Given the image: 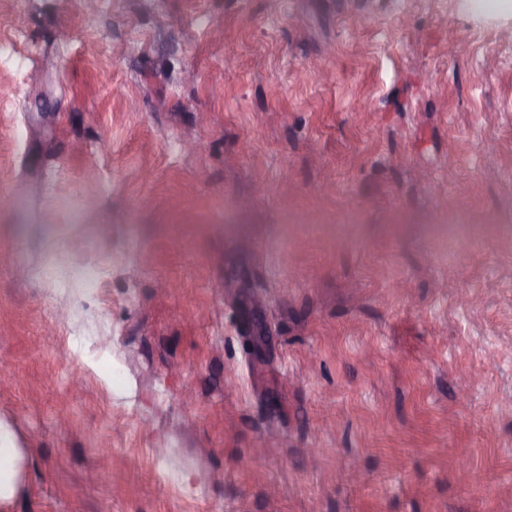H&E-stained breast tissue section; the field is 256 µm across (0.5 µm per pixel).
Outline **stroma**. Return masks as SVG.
Returning <instances> with one entry per match:
<instances>
[{"instance_id": "obj_1", "label": "stroma", "mask_w": 512, "mask_h": 512, "mask_svg": "<svg viewBox=\"0 0 512 512\" xmlns=\"http://www.w3.org/2000/svg\"><path fill=\"white\" fill-rule=\"evenodd\" d=\"M0 431V512H512V4L0 0ZM0 434V505L10 502L17 491L19 482V464L23 458V449L2 443Z\"/></svg>"}]
</instances>
